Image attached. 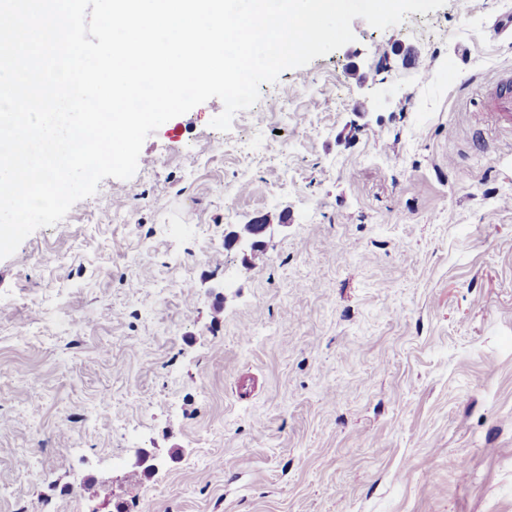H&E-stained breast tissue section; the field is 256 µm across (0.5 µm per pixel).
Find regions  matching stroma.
Segmentation results:
<instances>
[{
    "label": "stroma",
    "instance_id": "35a3bbf8",
    "mask_svg": "<svg viewBox=\"0 0 512 512\" xmlns=\"http://www.w3.org/2000/svg\"><path fill=\"white\" fill-rule=\"evenodd\" d=\"M508 13L354 19L0 259V512H512ZM283 211L243 274L225 233ZM488 110L501 126L512 131V69H505L498 75L497 87L489 97Z\"/></svg>",
    "mask_w": 512,
    "mask_h": 512
}]
</instances>
